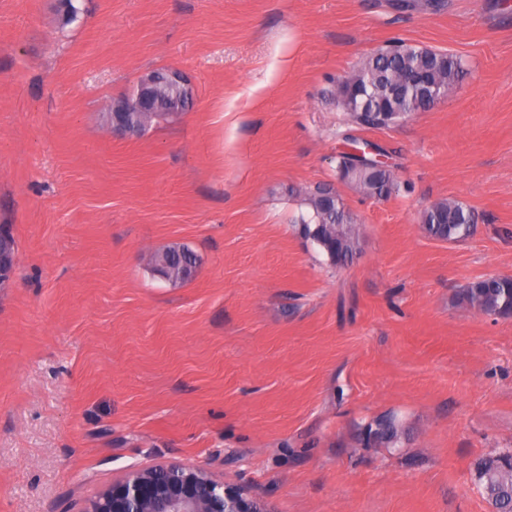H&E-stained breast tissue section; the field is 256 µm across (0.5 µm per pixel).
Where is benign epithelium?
I'll use <instances>...</instances> for the list:
<instances>
[{
    "label": "benign epithelium",
    "mask_w": 512,
    "mask_h": 512,
    "mask_svg": "<svg viewBox=\"0 0 512 512\" xmlns=\"http://www.w3.org/2000/svg\"><path fill=\"white\" fill-rule=\"evenodd\" d=\"M141 108L151 103L148 73L127 94ZM81 512H272L248 488L231 486L189 462L133 466L89 499Z\"/></svg>",
    "instance_id": "benign-epithelium-1"
}]
</instances>
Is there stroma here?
I'll return each instance as SVG.
<instances>
[{
  "label": "stroma",
  "instance_id": "stroma-1",
  "mask_svg": "<svg viewBox=\"0 0 512 512\" xmlns=\"http://www.w3.org/2000/svg\"><path fill=\"white\" fill-rule=\"evenodd\" d=\"M0 0V512H81L133 466L192 462L273 512H491L472 465L512 448V319L461 308L512 275V4L448 0ZM469 75L403 124L390 197L338 188L361 249L326 263L294 189L336 183L343 76L391 41ZM181 70L193 108L119 139L104 114L139 74ZM475 214L456 242L420 213ZM188 244L171 287L147 256ZM397 416L409 436L367 448ZM391 7L399 12H440L447 6L444 0H398L390 1ZM473 211L456 199H444L423 209L420 224L431 238L455 242L471 235L475 219ZM404 432L401 420L390 416L369 423L364 428L361 440L367 447L396 448Z\"/></svg>",
  "mask_w": 512,
  "mask_h": 512
}]
</instances>
